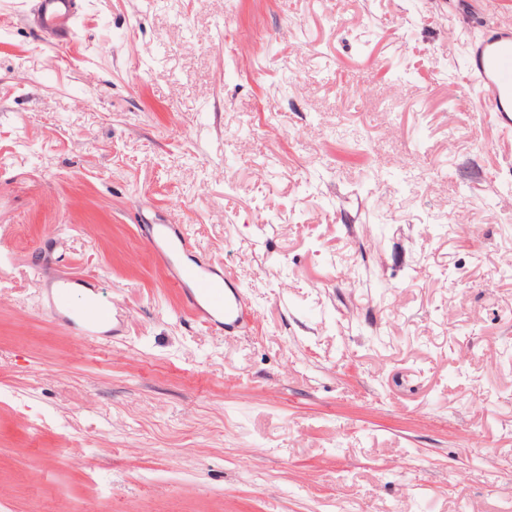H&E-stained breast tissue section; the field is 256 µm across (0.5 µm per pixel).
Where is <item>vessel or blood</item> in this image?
Returning <instances> with one entry per match:
<instances>
[{
    "instance_id": "obj_1",
    "label": "vessel or blood",
    "mask_w": 512,
    "mask_h": 512,
    "mask_svg": "<svg viewBox=\"0 0 512 512\" xmlns=\"http://www.w3.org/2000/svg\"><path fill=\"white\" fill-rule=\"evenodd\" d=\"M77 0H33L31 14L35 29L46 38H68L70 21L77 12ZM467 67L477 82L476 94L488 112H501L512 102V29L496 27L475 43ZM147 241L156 258L168 269L171 280L180 288L185 307L197 321L215 332L238 328L245 315L240 296L228 291L221 265L189 258V235L170 224H154ZM86 278L57 279L49 296L51 311L63 309L73 289L89 287ZM123 320L112 307L95 297L87 299V317L79 333L83 336H108L119 333Z\"/></svg>"
}]
</instances>
